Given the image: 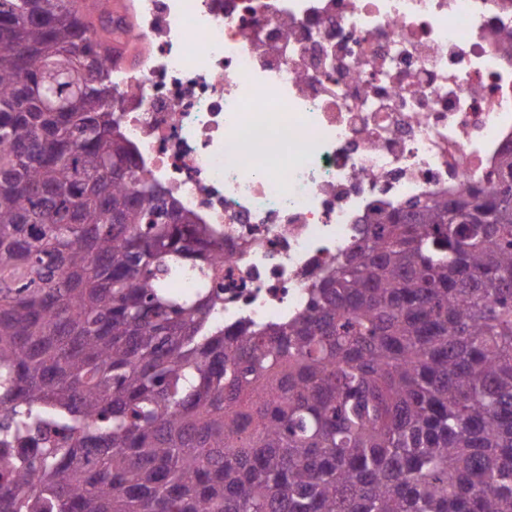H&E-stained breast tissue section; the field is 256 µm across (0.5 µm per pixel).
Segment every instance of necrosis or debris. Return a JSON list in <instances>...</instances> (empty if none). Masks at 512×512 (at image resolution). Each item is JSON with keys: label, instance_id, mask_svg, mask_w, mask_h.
I'll return each instance as SVG.
<instances>
[{"label": "necrosis or debris", "instance_id": "1", "mask_svg": "<svg viewBox=\"0 0 512 512\" xmlns=\"http://www.w3.org/2000/svg\"><path fill=\"white\" fill-rule=\"evenodd\" d=\"M113 112L140 176L224 243L225 328L512 146V0H111Z\"/></svg>", "mask_w": 512, "mask_h": 512}]
</instances>
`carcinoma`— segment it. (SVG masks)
<instances>
[{
    "mask_svg": "<svg viewBox=\"0 0 512 512\" xmlns=\"http://www.w3.org/2000/svg\"><path fill=\"white\" fill-rule=\"evenodd\" d=\"M79 2L0 0V512H512V150L226 330Z\"/></svg>",
    "mask_w": 512,
    "mask_h": 512,
    "instance_id": "carcinoma-1",
    "label": "carcinoma"
}]
</instances>
